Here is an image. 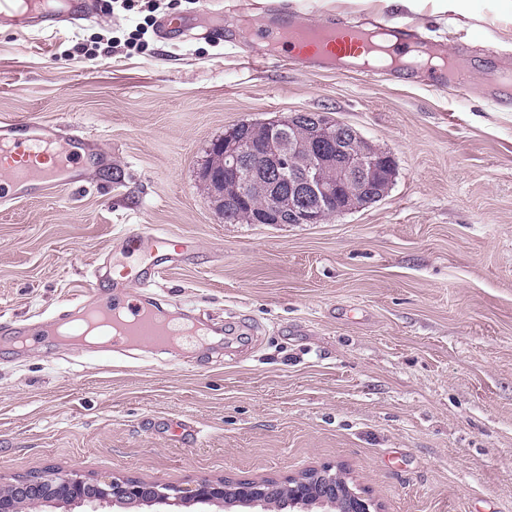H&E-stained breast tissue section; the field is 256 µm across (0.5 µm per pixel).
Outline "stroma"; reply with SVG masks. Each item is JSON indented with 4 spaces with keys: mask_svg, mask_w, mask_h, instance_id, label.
Here are the masks:
<instances>
[{
    "mask_svg": "<svg viewBox=\"0 0 512 512\" xmlns=\"http://www.w3.org/2000/svg\"><path fill=\"white\" fill-rule=\"evenodd\" d=\"M255 0L125 40L97 9L37 33L0 22V120L68 122L108 153L79 186L0 203V323L37 328L122 268L141 224L195 247L148 288L226 337L171 354L0 346V480L48 468L164 480L283 479L331 466L382 512H512V9L465 0H294L303 19L402 22L465 58L436 76L293 68L227 44ZM319 112L393 155L390 193L321 224H228L201 173L242 121Z\"/></svg>",
    "mask_w": 512,
    "mask_h": 512,
    "instance_id": "1",
    "label": "stroma"
}]
</instances>
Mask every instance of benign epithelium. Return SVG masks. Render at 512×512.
<instances>
[{
  "label": "benign epithelium",
  "mask_w": 512,
  "mask_h": 512,
  "mask_svg": "<svg viewBox=\"0 0 512 512\" xmlns=\"http://www.w3.org/2000/svg\"><path fill=\"white\" fill-rule=\"evenodd\" d=\"M296 114L267 123L268 138L261 146L233 134L224 135L215 152L224 176L210 169L202 180L214 203L236 200L250 204L261 199L256 224H321L386 197L394 179L393 157L370 144L358 130L325 113L307 116L304 134L293 135ZM288 175V190L269 181L273 174ZM291 512H379L378 505L350 486L342 473L322 467L287 477ZM49 500L76 506L147 505L155 512H182L191 505L241 507L246 512H272V483L267 479L239 483L204 478L190 487L162 481L125 477L88 478L72 470L52 469L0 486V512H18L17 500L38 507Z\"/></svg>",
  "instance_id": "benign-epithelium-1"
}]
</instances>
